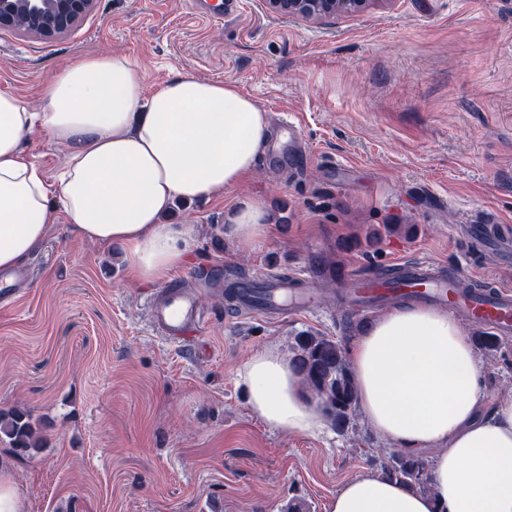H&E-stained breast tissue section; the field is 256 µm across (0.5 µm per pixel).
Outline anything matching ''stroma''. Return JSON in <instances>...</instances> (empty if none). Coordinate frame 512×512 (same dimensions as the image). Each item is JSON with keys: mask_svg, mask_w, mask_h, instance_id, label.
I'll list each match as a JSON object with an SVG mask.
<instances>
[{"mask_svg": "<svg viewBox=\"0 0 512 512\" xmlns=\"http://www.w3.org/2000/svg\"><path fill=\"white\" fill-rule=\"evenodd\" d=\"M87 53L128 57L149 87L184 73L235 82L300 123L311 158L292 174L257 165L168 214L196 228L171 279L204 291L203 326L183 343L152 328V288L130 276L123 245L93 246L55 217L23 262L28 292L0 309V411H27L43 443L0 440V474L25 512H328L390 440L361 416L346 434L270 428L238 373L254 353L289 356L300 332L347 344L354 331L325 308L232 319L209 288L329 256L358 273L424 258L512 285V257L468 240L472 224L512 229V0H371L321 20L243 0L219 24L188 0H96L52 40L0 29V91L40 111L43 87ZM25 150L55 182L67 146L36 136ZM243 197L274 218L253 246L224 234ZM478 360L487 404L512 399V337Z\"/></svg>", "mask_w": 512, "mask_h": 512, "instance_id": "35a3bbf8", "label": "stroma"}]
</instances>
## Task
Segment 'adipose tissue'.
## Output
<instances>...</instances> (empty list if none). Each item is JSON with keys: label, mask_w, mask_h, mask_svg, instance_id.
Wrapping results in <instances>:
<instances>
[{"label": "adipose tissue", "mask_w": 512, "mask_h": 512, "mask_svg": "<svg viewBox=\"0 0 512 512\" xmlns=\"http://www.w3.org/2000/svg\"><path fill=\"white\" fill-rule=\"evenodd\" d=\"M42 95V111L31 112L0 93V270L44 243L59 209L86 242L122 244L138 280L161 281L188 262L195 241L193 225L164 223L171 207L238 186L270 142L266 112L234 83L186 73L149 92L122 55L73 59ZM38 133L70 149L53 185L24 149ZM270 225L268 211L243 198L224 232L249 246ZM348 357L369 423L400 448L435 449L434 492L367 474L329 512H512V399L485 409L481 367L456 318L396 308L351 342ZM239 381L268 426L322 429L278 353L252 355Z\"/></svg>", "instance_id": "1"}]
</instances>
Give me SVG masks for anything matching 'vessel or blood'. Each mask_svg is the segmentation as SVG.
Instances as JSON below:
<instances>
[{"label": "vessel or blood", "instance_id": "1", "mask_svg": "<svg viewBox=\"0 0 512 512\" xmlns=\"http://www.w3.org/2000/svg\"><path fill=\"white\" fill-rule=\"evenodd\" d=\"M307 160L300 127L293 121H285L284 132L271 151L269 164L289 162L300 167ZM392 269V276L382 277L354 275L345 268L327 275L309 266L285 278L266 279L265 293L260 299L255 298L251 288L239 287L226 306L236 318L253 315L283 318L297 310L315 309L322 284L340 286L349 282L353 288L346 302L354 308L390 306L401 297L411 296L463 315L492 335L501 338L512 335V287L496 283L490 292L470 294L466 291L471 282L469 275L460 270L448 272L424 259L400 260L393 263ZM148 317L161 336L180 342L201 328L204 311L196 289L175 286L150 299Z\"/></svg>", "mask_w": 512, "mask_h": 512}]
</instances>
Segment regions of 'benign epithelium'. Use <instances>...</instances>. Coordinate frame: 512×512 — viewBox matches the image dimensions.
<instances>
[{
	"label": "benign epithelium",
	"mask_w": 512,
	"mask_h": 512,
	"mask_svg": "<svg viewBox=\"0 0 512 512\" xmlns=\"http://www.w3.org/2000/svg\"><path fill=\"white\" fill-rule=\"evenodd\" d=\"M276 14L290 18L321 19L354 15L364 11L372 0H268ZM94 0H0V27L21 34L56 38L71 30L92 9ZM24 12L33 24L18 26V14Z\"/></svg>",
	"instance_id": "benign-epithelium-1"
}]
</instances>
